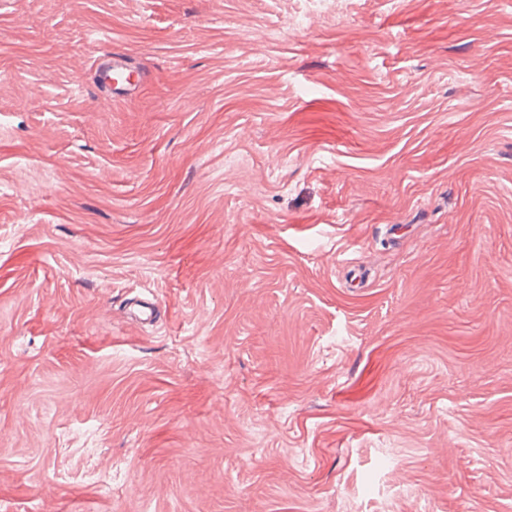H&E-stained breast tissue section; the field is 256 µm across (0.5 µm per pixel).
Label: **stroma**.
Wrapping results in <instances>:
<instances>
[{"label": "stroma", "mask_w": 512, "mask_h": 512, "mask_svg": "<svg viewBox=\"0 0 512 512\" xmlns=\"http://www.w3.org/2000/svg\"><path fill=\"white\" fill-rule=\"evenodd\" d=\"M0 512H512V0H0ZM100 77L102 82L114 91H125L131 86L130 73H127L125 61L118 54L112 55L111 59L103 64Z\"/></svg>", "instance_id": "stroma-1"}]
</instances>
